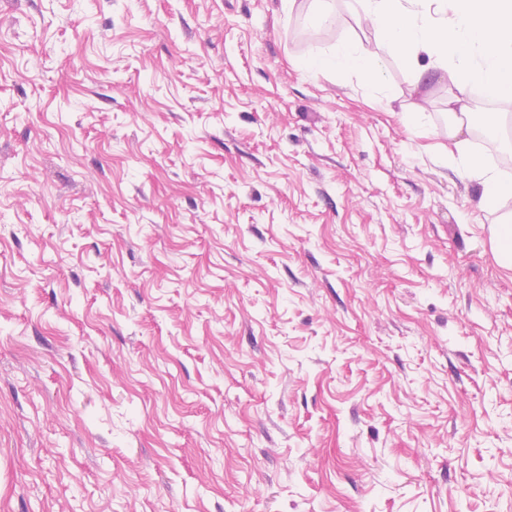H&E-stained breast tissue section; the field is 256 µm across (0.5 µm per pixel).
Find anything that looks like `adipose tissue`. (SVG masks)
I'll return each instance as SVG.
<instances>
[{
	"instance_id": "1",
	"label": "adipose tissue",
	"mask_w": 512,
	"mask_h": 512,
	"mask_svg": "<svg viewBox=\"0 0 512 512\" xmlns=\"http://www.w3.org/2000/svg\"><path fill=\"white\" fill-rule=\"evenodd\" d=\"M371 25L374 47L340 46L306 59L313 71L356 70L382 82L386 56L402 57L414 80L434 73L448 85L452 117L443 136L445 158L477 183L480 209L499 214L493 249L512 268V171L467 149L474 96L512 99V0H352Z\"/></svg>"
}]
</instances>
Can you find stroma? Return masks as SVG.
Instances as JSON below:
<instances>
[{
  "label": "stroma",
  "mask_w": 512,
  "mask_h": 512,
  "mask_svg": "<svg viewBox=\"0 0 512 512\" xmlns=\"http://www.w3.org/2000/svg\"><path fill=\"white\" fill-rule=\"evenodd\" d=\"M281 2L0 0V512H512L448 86ZM313 71L357 70L380 83L384 77L385 59L377 49L365 45L339 46L330 53H317L305 60Z\"/></svg>",
  "instance_id": "obj_1"
}]
</instances>
